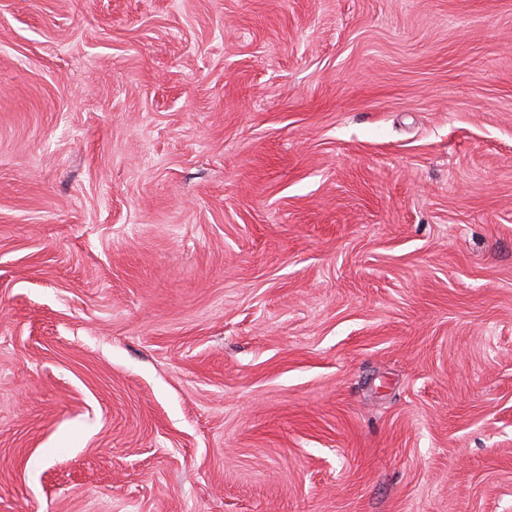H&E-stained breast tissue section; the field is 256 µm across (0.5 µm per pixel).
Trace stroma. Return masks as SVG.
I'll return each mask as SVG.
<instances>
[{"label":"stroma","instance_id":"1","mask_svg":"<svg viewBox=\"0 0 512 512\" xmlns=\"http://www.w3.org/2000/svg\"><path fill=\"white\" fill-rule=\"evenodd\" d=\"M0 512H512V0H0Z\"/></svg>","mask_w":512,"mask_h":512}]
</instances>
